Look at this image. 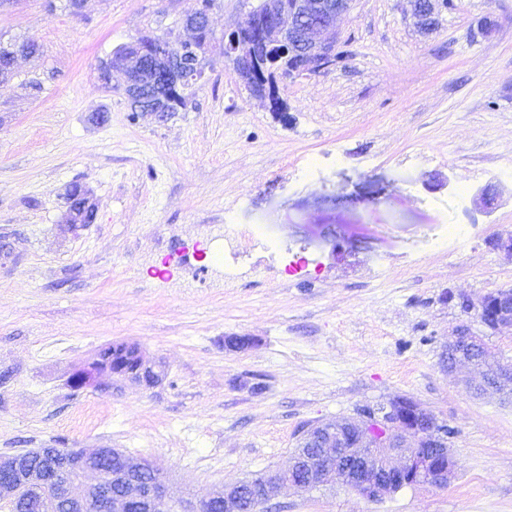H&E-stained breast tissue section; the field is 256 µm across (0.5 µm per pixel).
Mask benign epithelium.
<instances>
[{"label": "benign epithelium", "mask_w": 512, "mask_h": 512, "mask_svg": "<svg viewBox=\"0 0 512 512\" xmlns=\"http://www.w3.org/2000/svg\"><path fill=\"white\" fill-rule=\"evenodd\" d=\"M353 0H263L234 30L224 34L221 43L213 39L211 13L186 15L182 27L192 31V37L183 38L180 29H174L158 40L151 34L140 35L135 41L158 45L157 61L165 68L168 82L157 86L154 94L146 93L152 83L150 69L132 65L131 60L111 57L98 68L99 78L109 81L110 73L122 71L123 94L130 106L140 112H149L163 121L177 98V89L195 87L205 76L200 66L188 73L180 66L181 54L195 49L202 57L215 48L232 61L240 79L259 96L275 93L274 70L281 60L288 62V77L307 76L316 70L328 68L336 61V18L351 8ZM418 30L424 34L438 26L434 0H411ZM498 198L495 184H488L476 194L481 206L490 208ZM78 203L67 200L63 223L72 231L86 226L85 212H97L89 190L83 188L76 197ZM462 306L474 312V318L493 332L512 331V289H498L485 295L478 303L462 301ZM140 373L147 376L145 384L158 383L162 365L151 363L141 352ZM459 364L482 369L486 384L502 389L512 385V370L495 361L482 336L470 326L460 324L454 336L444 346L442 365L451 371ZM446 423L406 397H395L387 405L360 409L359 421L345 419L315 425L304 435L305 448L317 450L311 457L305 452L291 455L288 465L274 469L264 476L254 508L261 507L274 487L292 486L309 491L338 477L350 491L366 498H381L405 486L427 484L445 486L455 477L458 460L448 446ZM42 469L26 466L29 454L0 456V501L5 500L14 512H28L35 508L46 512L48 503L33 504L26 498L31 487L47 483L45 473L54 476L73 471L76 476L64 484V495L71 512H98L100 505V471L98 463L106 457L121 456L117 448H38ZM159 468L153 460L126 458L124 470L112 475V482L120 484L121 492L112 495V512H207L213 499H224V512H242V485L207 497L179 504L167 496L166 485L145 480V475ZM93 476L82 493L74 494L72 486Z\"/></svg>", "instance_id": "obj_1"}]
</instances>
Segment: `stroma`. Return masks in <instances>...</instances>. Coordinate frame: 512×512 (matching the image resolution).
Returning <instances> with one entry per match:
<instances>
[{
	"instance_id": "obj_1",
	"label": "stroma",
	"mask_w": 512,
	"mask_h": 512,
	"mask_svg": "<svg viewBox=\"0 0 512 512\" xmlns=\"http://www.w3.org/2000/svg\"><path fill=\"white\" fill-rule=\"evenodd\" d=\"M194 5H0V40L43 47L0 83V455L119 448L198 500L284 466L307 427L406 396L455 430L448 486L280 488L266 512H512V398L440 363L471 319L459 297L512 289L494 246L512 235V0H453L429 35L410 0H354L343 62L278 80L282 111L217 54L185 110L132 113L99 64ZM76 182L98 212L72 233ZM491 182L497 205H474ZM113 342L162 381L74 387Z\"/></svg>"
}]
</instances>
